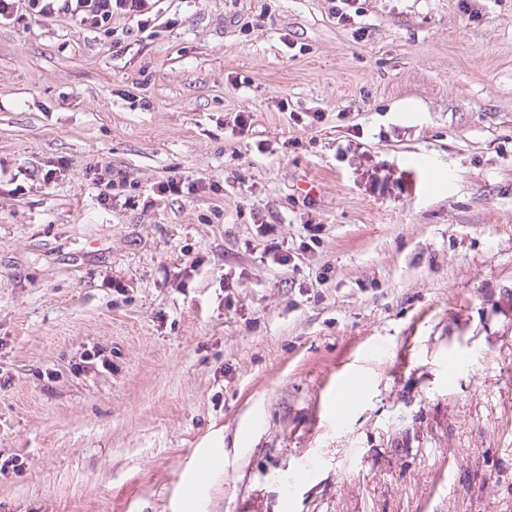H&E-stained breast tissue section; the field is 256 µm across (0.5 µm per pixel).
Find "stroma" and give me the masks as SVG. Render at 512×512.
<instances>
[{
  "label": "stroma",
  "instance_id": "obj_1",
  "mask_svg": "<svg viewBox=\"0 0 512 512\" xmlns=\"http://www.w3.org/2000/svg\"><path fill=\"white\" fill-rule=\"evenodd\" d=\"M166 4L118 53L0 24V512H512V0ZM98 169H92L90 180L94 188L98 189L97 196L104 204H112L114 201H120V197L124 196L121 207H138L142 201V207L153 204L155 198L158 197H179L191 198L201 193H207L213 196H220L224 193V185L217 181L207 180L206 177L185 175L184 173H174L169 175L162 181L156 182L150 189V193L140 198V195L122 194L126 191L127 182L125 176L120 172L114 173L110 169H105L104 173H99ZM118 197V199H117ZM150 199V201H149ZM121 202V201H120Z\"/></svg>",
  "mask_w": 512,
  "mask_h": 512
}]
</instances>
